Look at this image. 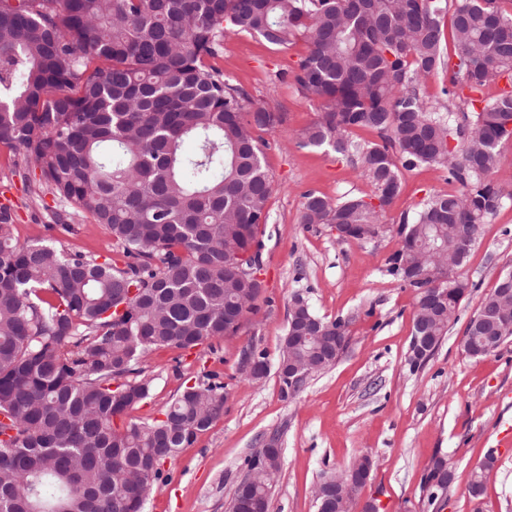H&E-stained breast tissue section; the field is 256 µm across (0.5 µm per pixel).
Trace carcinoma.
<instances>
[{
  "label": "carcinoma",
  "mask_w": 512,
  "mask_h": 512,
  "mask_svg": "<svg viewBox=\"0 0 512 512\" xmlns=\"http://www.w3.org/2000/svg\"><path fill=\"white\" fill-rule=\"evenodd\" d=\"M512 0H0V144L13 169L39 171L33 199L52 193L72 211L55 216L74 233L89 216L112 235L123 260L65 255L19 242L13 209L0 204V512H142L165 463L221 416L226 386L214 373L187 386L141 422L129 411L150 396L139 365L157 348L191 350L234 335L264 288L236 269L261 271L260 225L273 180L254 131L280 118L208 63L228 32L308 52L294 74L320 103L298 134L327 148L375 189L331 201L304 194L302 224H352L353 240L377 235L403 171L426 164L457 188L425 201L397 225L392 272L417 292L413 321L429 316L437 347L464 299L463 266L448 251L472 249L475 232L502 205L490 175L512 139V90L480 107L479 94L512 82ZM452 10L456 62H445L440 16ZM448 68L445 111L424 99V80ZM355 129L380 142L353 139ZM318 335L349 342L348 322L318 316L291 298L277 366L313 359L316 342L293 338L294 315ZM477 310L462 343L473 358ZM368 458L335 476L341 493L324 512H350ZM281 450L247 459L230 512H269ZM492 458L468 491H484ZM435 460L427 481L451 482Z\"/></svg>",
  "instance_id": "carcinoma-1"
}]
</instances>
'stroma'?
Wrapping results in <instances>:
<instances>
[{
    "label": "stroma",
    "mask_w": 512,
    "mask_h": 512,
    "mask_svg": "<svg viewBox=\"0 0 512 512\" xmlns=\"http://www.w3.org/2000/svg\"><path fill=\"white\" fill-rule=\"evenodd\" d=\"M306 53L300 38L272 47L258 37L230 33L216 59L252 103L282 117L275 129L257 133L274 183L270 219L259 233L264 290L257 312L243 320L236 335L187 352L158 348L143 359L140 368L153 386L132 418L160 417L185 386L209 372L231 392L222 416L164 465L143 512H228L246 458L273 438L283 458L270 512H316L313 491L321 478L364 456L372 459L373 471L352 512H363L370 501L378 512H512V447L495 445L499 422L512 419V338L480 358L462 347L469 319L498 274L512 269V140L501 145L492 174L504 200L481 226L463 269L468 292L434 354L413 367L416 293L390 271L389 259L399 248L392 226L454 186L446 172L426 165L404 172L383 229L367 241L343 240L331 224L301 223L306 191L333 201L374 193L333 151L298 144V133L320 113L293 80ZM11 160L9 149L0 145V202L14 208L19 241L43 239L64 253L115 255L111 235L92 219H83L74 234L53 227L51 215L63 202L48 192L34 201L22 173L11 172ZM296 292L318 315L346 320L350 339L333 367L314 374L296 397L286 399L276 365ZM246 350L266 355L269 371L262 380H245L240 362ZM490 453L494 468L482 495L471 497V474ZM438 458L452 466L444 491L426 481Z\"/></svg>",
    "instance_id": "35a3bbf8"
}]
</instances>
